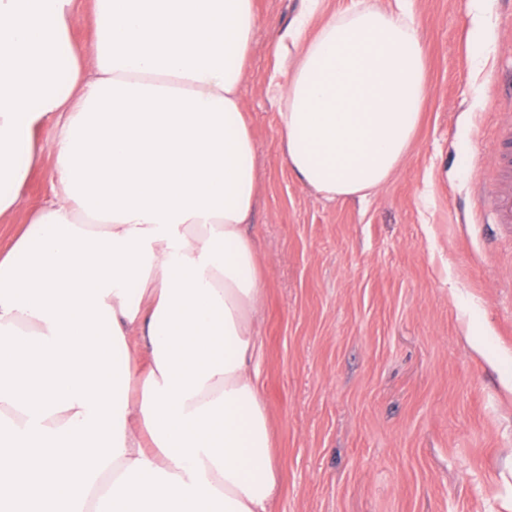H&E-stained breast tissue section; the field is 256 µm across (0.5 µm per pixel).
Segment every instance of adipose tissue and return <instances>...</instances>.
Returning <instances> with one entry per match:
<instances>
[{"label": "adipose tissue", "mask_w": 512, "mask_h": 512, "mask_svg": "<svg viewBox=\"0 0 512 512\" xmlns=\"http://www.w3.org/2000/svg\"><path fill=\"white\" fill-rule=\"evenodd\" d=\"M407 0L292 21L269 93L289 169L364 198L425 94ZM0 0V215L55 118L56 188L0 254V512H268L280 486L255 374L263 266L240 89L254 0ZM93 0H76L70 28L74 49L84 66L91 62L90 47L94 38Z\"/></svg>", "instance_id": "1"}]
</instances>
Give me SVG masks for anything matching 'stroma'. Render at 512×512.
<instances>
[{
    "label": "stroma",
    "mask_w": 512,
    "mask_h": 512,
    "mask_svg": "<svg viewBox=\"0 0 512 512\" xmlns=\"http://www.w3.org/2000/svg\"><path fill=\"white\" fill-rule=\"evenodd\" d=\"M306 0H255L242 105L264 264L257 371L280 468L271 512H512V234L490 224L512 113V0H412L427 93L410 150L367 198L329 200L284 160L267 92ZM56 134L0 253L51 194Z\"/></svg>",
    "instance_id": "35a3bbf8"
}]
</instances>
